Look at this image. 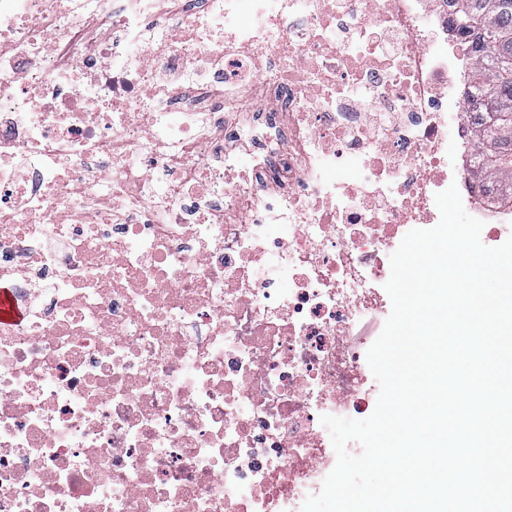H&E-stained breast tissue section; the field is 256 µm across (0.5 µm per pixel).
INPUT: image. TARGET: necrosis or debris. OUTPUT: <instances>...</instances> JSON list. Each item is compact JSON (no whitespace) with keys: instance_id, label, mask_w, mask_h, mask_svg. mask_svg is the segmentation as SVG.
<instances>
[{"instance_id":"4bbe7bcc","label":"necrosis or debris","mask_w":512,"mask_h":512,"mask_svg":"<svg viewBox=\"0 0 512 512\" xmlns=\"http://www.w3.org/2000/svg\"><path fill=\"white\" fill-rule=\"evenodd\" d=\"M452 0H0V512H300L390 256L471 188ZM24 317V311L12 301V288L0 284V324L19 322Z\"/></svg>"}]
</instances>
